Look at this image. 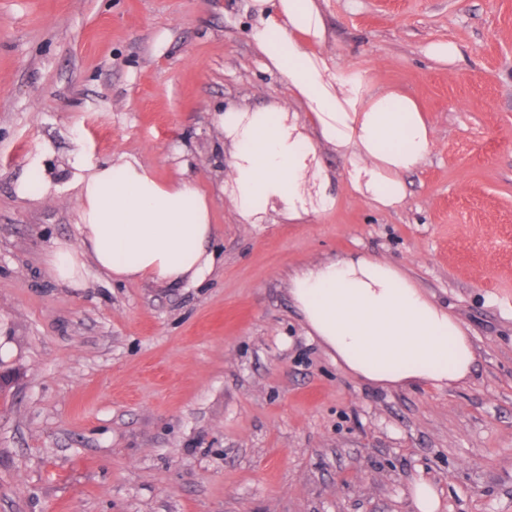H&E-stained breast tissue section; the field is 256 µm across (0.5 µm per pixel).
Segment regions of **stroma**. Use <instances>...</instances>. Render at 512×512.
I'll return each instance as SVG.
<instances>
[{"mask_svg": "<svg viewBox=\"0 0 512 512\" xmlns=\"http://www.w3.org/2000/svg\"><path fill=\"white\" fill-rule=\"evenodd\" d=\"M323 10L325 56L417 99L433 152L399 209L341 185L311 223L244 224L215 115L300 108L250 45V0H0V512H417L421 479L438 512H512V0ZM76 154L194 177L212 274L54 280L75 195L17 186L67 181ZM352 252L457 317L467 383L363 384L309 336L289 276ZM413 498L421 512H434L438 508L439 500L436 491L426 481L419 480L414 483Z\"/></svg>", "mask_w": 512, "mask_h": 512, "instance_id": "obj_1", "label": "stroma"}]
</instances>
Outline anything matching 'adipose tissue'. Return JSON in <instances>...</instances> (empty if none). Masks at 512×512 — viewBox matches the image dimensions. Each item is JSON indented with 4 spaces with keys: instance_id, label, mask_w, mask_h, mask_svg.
Here are the masks:
<instances>
[{
    "instance_id": "1",
    "label": "adipose tissue",
    "mask_w": 512,
    "mask_h": 512,
    "mask_svg": "<svg viewBox=\"0 0 512 512\" xmlns=\"http://www.w3.org/2000/svg\"><path fill=\"white\" fill-rule=\"evenodd\" d=\"M252 8L251 45L305 110L274 102L218 114L232 159L222 190L238 216L260 224L273 212L304 223L335 207L340 179L377 208L402 207L404 176L434 148L417 102L323 57L321 0H252ZM325 145L344 159L341 173L323 165ZM70 171L62 186L43 177L54 192L76 193L79 244L53 251L56 281L78 284L93 269L166 285L194 286L211 275L218 256L210 248V203L193 178L161 183L128 155L94 164L77 155ZM288 285L310 335L358 381L462 384L473 371L475 352L459 320L389 261L328 258L295 271Z\"/></svg>"
}]
</instances>
